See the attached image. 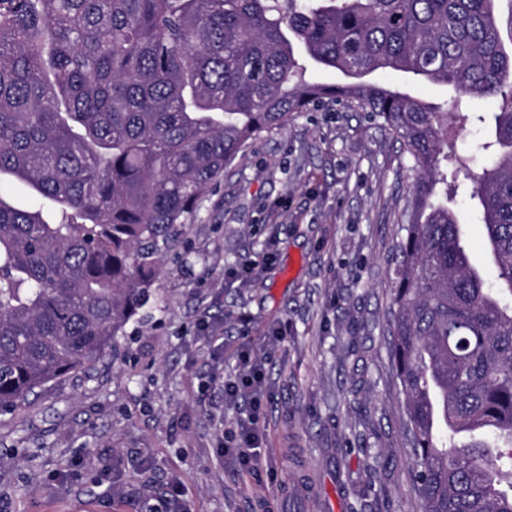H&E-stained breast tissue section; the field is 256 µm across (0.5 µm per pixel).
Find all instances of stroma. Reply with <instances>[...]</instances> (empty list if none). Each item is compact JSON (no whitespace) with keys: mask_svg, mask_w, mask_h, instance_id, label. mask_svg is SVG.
I'll list each match as a JSON object with an SVG mask.
<instances>
[{"mask_svg":"<svg viewBox=\"0 0 512 512\" xmlns=\"http://www.w3.org/2000/svg\"><path fill=\"white\" fill-rule=\"evenodd\" d=\"M374 79L450 108L446 87ZM495 109L472 102L477 120L456 135L476 172ZM416 176L400 140L342 102L261 132L201 195L142 320L90 374L0 413V512H421L386 332ZM471 191L458 179L450 205L472 264L488 269ZM250 261L262 273L246 286L232 271ZM248 347L265 359L258 427L274 459L250 473L220 450L242 417L224 383Z\"/></svg>","mask_w":512,"mask_h":512,"instance_id":"1","label":"stroma"}]
</instances>
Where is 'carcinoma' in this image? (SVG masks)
I'll return each instance as SVG.
<instances>
[{
    "label": "carcinoma",
    "mask_w": 512,
    "mask_h": 512,
    "mask_svg": "<svg viewBox=\"0 0 512 512\" xmlns=\"http://www.w3.org/2000/svg\"><path fill=\"white\" fill-rule=\"evenodd\" d=\"M351 79H306L303 59ZM454 93L438 107L365 77ZM494 99L472 178L496 274L448 208L462 100ZM344 101L420 170L388 324L422 512H512V0H0V412L89 374L147 304L205 189L263 130Z\"/></svg>",
    "instance_id": "obj_1"
}]
</instances>
